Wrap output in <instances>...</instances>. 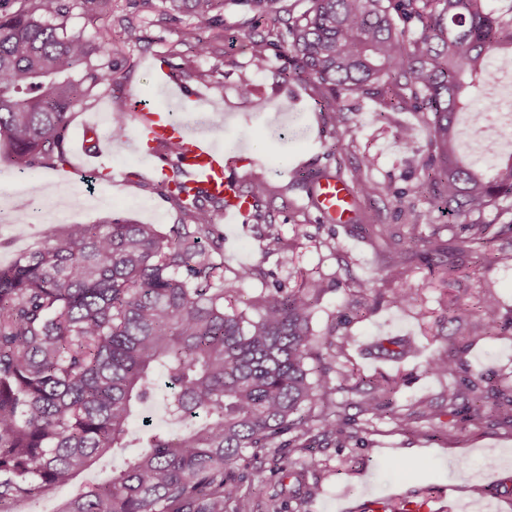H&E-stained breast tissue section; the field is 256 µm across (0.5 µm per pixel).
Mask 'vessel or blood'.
<instances>
[{
    "label": "vessel or blood",
    "instance_id": "1",
    "mask_svg": "<svg viewBox=\"0 0 512 512\" xmlns=\"http://www.w3.org/2000/svg\"><path fill=\"white\" fill-rule=\"evenodd\" d=\"M155 70L157 85L166 95L203 101V94L176 80L166 63H157ZM128 101L137 117L134 140L153 148L155 172L161 175L166 172L163 145L178 142L180 153L176 163L183 172L182 182L188 194L193 196L203 191L223 198L225 223H245L251 202L241 194L228 170L223 149L215 144L210 133L177 119L174 113L146 106L138 96H129ZM351 201L350 187L343 179L330 174L320 180L311 204L322 222L339 223L349 214Z\"/></svg>",
    "mask_w": 512,
    "mask_h": 512
}]
</instances>
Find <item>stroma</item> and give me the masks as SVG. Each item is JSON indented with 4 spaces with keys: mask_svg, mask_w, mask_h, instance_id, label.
I'll return each mask as SVG.
<instances>
[{
    "mask_svg": "<svg viewBox=\"0 0 512 512\" xmlns=\"http://www.w3.org/2000/svg\"><path fill=\"white\" fill-rule=\"evenodd\" d=\"M224 25L196 28L186 15L169 18L164 0H117L109 15L88 17L73 5L68 27L85 29L101 43L98 62L112 65V85L92 91L70 116L67 145H79L86 126L98 121L100 133L118 139L112 150L94 158V172H70L65 166L43 169L38 177L46 191L70 188L76 196L88 192L106 197V204L83 210L78 221L99 224L119 220L154 224L168 229L186 223L178 204L164 195L144 158L125 141L134 134L135 118L124 127L104 123L116 101L127 94L147 99L151 107L182 112L183 102L159 90L151 67L163 56L178 77L202 91L188 120L214 128L225 154L234 158L231 173L240 189L257 179L272 192L258 203L247 223L224 234V277L236 280L244 268L251 279L236 281L238 292L230 307L243 310L258 295L274 287H298L319 280L323 292L314 306L312 326L319 336L336 342V375L332 383L347 436L331 445L314 443L311 456L318 466L303 478L273 477L262 493L252 495L249 512H267L271 497L283 502V512H360L369 500L423 494L434 512H512V422L498 416L474 422L471 386H478L487 403L512 397V333L493 336L481 325L478 306L484 295L499 303V320L512 323V233L501 234L496 208L482 220L496 241L484 253H452L448 262L459 270L440 282L411 247L402 283L409 300L391 302L392 283L378 280L386 236L402 231L411 211H427L433 186L422 169L430 156L428 126L421 112L406 109L390 120L377 119L380 104L374 97H349L346 124L329 119L334 98L328 88L300 77L284 81L293 61L285 49L271 51L264 71H255L243 39L257 25L258 14L232 4L223 10ZM214 46L212 53H196L198 41ZM254 93L241 97L242 83ZM184 112V111H183ZM414 130L404 147L396 139L398 127ZM258 157L259 165L239 163L240 148ZM365 168L371 181L390 185L387 198L355 197L357 222L326 224L309 206L301 175L332 174L349 179L353 168ZM277 224L284 253L266 251L264 223ZM66 225L47 227L0 223V266L39 248L48 236L64 235ZM395 338L413 344L414 355L391 357L381 343ZM453 359L455 372L433 377L428 362L438 355ZM389 380L396 387L393 414L362 412L359 402L371 380ZM456 399H449V391ZM469 462L467 479L457 466Z\"/></svg>",
    "mask_w": 512,
    "mask_h": 512,
    "instance_id": "1",
    "label": "stroma"
}]
</instances>
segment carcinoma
Returning <instances> with one entry per match:
<instances>
[{"mask_svg":"<svg viewBox=\"0 0 512 512\" xmlns=\"http://www.w3.org/2000/svg\"><path fill=\"white\" fill-rule=\"evenodd\" d=\"M168 15L189 13L200 29L222 27L225 0H166ZM271 20L245 37L253 67L266 69L280 46L294 74L328 88L380 98L393 112L412 106L431 115L433 164L439 186L432 207L456 218L482 216L512 196V163L487 177L456 158L458 115L474 111L467 91L504 41L512 18L489 0H308L295 16L284 0H238ZM70 0H0V138L30 171L64 161L70 113L91 91L112 81L91 58L100 48L67 28ZM350 182L365 196L387 197L361 168ZM184 209L186 224L170 234L153 224H72L62 237L0 268V509L57 487L71 491L56 512H246L240 489H262L271 474L314 460L292 458L307 444L309 425L325 441L346 435L332 398L336 342L313 333L317 281L258 296L255 315L224 309L236 291L224 281L223 242L214 215L224 200L202 194L182 200L179 170L160 181ZM390 236L379 279H402L407 250L427 256L441 241ZM465 252L485 243L489 225L471 224ZM265 247L284 254L280 231L266 225ZM485 330L503 334L495 299L481 306ZM317 359L313 370L307 361ZM437 377L452 371L448 356L428 363ZM168 394L162 429L140 414L159 384ZM395 388L372 382L363 409L391 411ZM135 445L112 478L86 474L116 448ZM249 452L253 466L235 464Z\"/></svg>","mask_w":512,"mask_h":512,"instance_id":"1","label":"carcinoma"}]
</instances>
